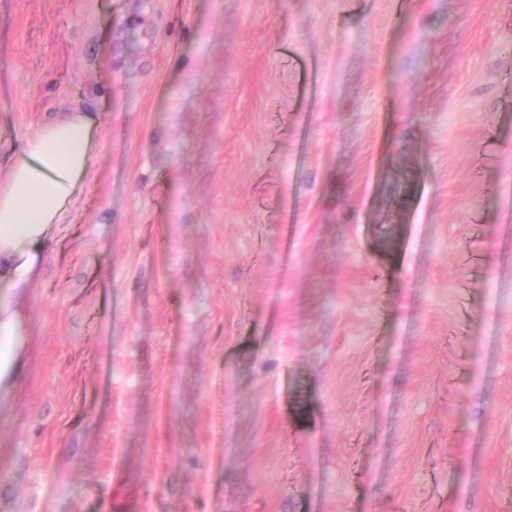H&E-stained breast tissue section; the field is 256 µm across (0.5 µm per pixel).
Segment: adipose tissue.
<instances>
[{
  "instance_id": "1",
  "label": "adipose tissue",
  "mask_w": 512,
  "mask_h": 512,
  "mask_svg": "<svg viewBox=\"0 0 512 512\" xmlns=\"http://www.w3.org/2000/svg\"><path fill=\"white\" fill-rule=\"evenodd\" d=\"M96 121L75 110L45 120L23 142L0 181V385L18 357V292L37 274L52 229L66 223L91 172Z\"/></svg>"
}]
</instances>
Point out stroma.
<instances>
[{"label": "stroma", "instance_id": "obj_1", "mask_svg": "<svg viewBox=\"0 0 512 512\" xmlns=\"http://www.w3.org/2000/svg\"><path fill=\"white\" fill-rule=\"evenodd\" d=\"M74 108L0 512H512V0H0Z\"/></svg>", "mask_w": 512, "mask_h": 512}]
</instances>
